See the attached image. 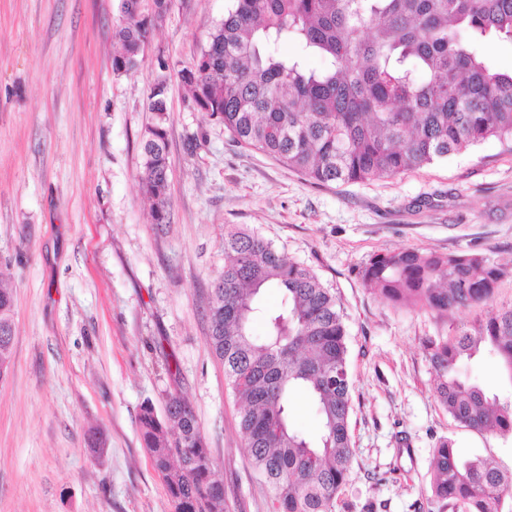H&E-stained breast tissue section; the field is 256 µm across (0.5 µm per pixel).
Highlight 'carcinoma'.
Here are the masks:
<instances>
[{"label": "carcinoma", "mask_w": 512, "mask_h": 512, "mask_svg": "<svg viewBox=\"0 0 512 512\" xmlns=\"http://www.w3.org/2000/svg\"><path fill=\"white\" fill-rule=\"evenodd\" d=\"M121 0L113 25L116 73L138 63L147 35L167 12L153 0ZM490 37L512 41V0H231L188 78L192 101L239 146L262 152L315 184L395 177L459 154L489 138L512 140V71L481 51ZM292 41L297 51L279 45ZM322 67L313 69L309 58ZM163 91L152 95L155 124L141 147V191L155 224L170 220ZM503 269L479 253L406 248L377 253L363 281L393 304L446 317L479 308L472 328L430 337L426 356L437 398L458 423L512 435V399L500 400L461 373L490 355L512 387V306L494 304ZM212 288L209 343L241 403L240 429L271 492L272 512H335L352 458L348 343L336 295L304 265L258 233L224 229V269ZM275 289L281 304L260 305ZM13 294L0 288V369L12 359ZM260 322L264 333L253 334ZM305 392L318 435L291 424L293 395ZM143 447L174 512H228L224 482L189 403L170 393L164 417L141 406ZM433 496L451 512H505L512 472L450 439L433 457Z\"/></svg>", "instance_id": "cac0c4a2"}]
</instances>
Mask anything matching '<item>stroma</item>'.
Here are the masks:
<instances>
[{
  "instance_id": "35a3bbf8",
  "label": "stroma",
  "mask_w": 512,
  "mask_h": 512,
  "mask_svg": "<svg viewBox=\"0 0 512 512\" xmlns=\"http://www.w3.org/2000/svg\"><path fill=\"white\" fill-rule=\"evenodd\" d=\"M229 0H170L135 68L115 74L120 0H0V279L13 292L12 363L0 377V512H173L142 446L144 402L192 406L230 512L271 493L209 346L224 228L254 230L340 298L352 375L353 458L335 512H448L434 450L512 469V438L455 421L436 396L427 338L440 319L367 288L377 253L483 254L512 305V141L490 138L395 178L315 185L234 143L182 73ZM164 86L170 221L140 188L141 142Z\"/></svg>"
}]
</instances>
